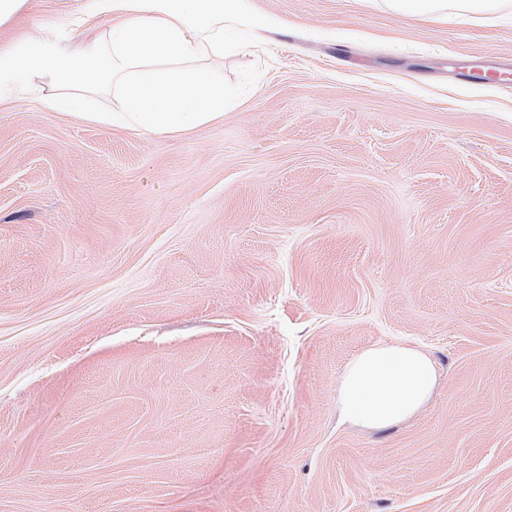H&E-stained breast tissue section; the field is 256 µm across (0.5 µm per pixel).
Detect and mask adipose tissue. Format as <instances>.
I'll list each match as a JSON object with an SVG mask.
<instances>
[{
	"instance_id": "ef3b65f1",
	"label": "adipose tissue",
	"mask_w": 512,
	"mask_h": 512,
	"mask_svg": "<svg viewBox=\"0 0 512 512\" xmlns=\"http://www.w3.org/2000/svg\"><path fill=\"white\" fill-rule=\"evenodd\" d=\"M402 14L431 18L448 12L482 15L512 0H389ZM238 0H95V15L114 24L107 40L70 51L58 38L25 34L22 45H0V102L31 76L52 81L45 108L101 125L174 134L223 118L230 96L223 82L192 69L205 54H223L224 25L237 16ZM111 90L122 111L99 107L100 89ZM437 371L431 357L407 343H377L346 364L336 388L342 421L383 430L419 414L433 397Z\"/></svg>"
}]
</instances>
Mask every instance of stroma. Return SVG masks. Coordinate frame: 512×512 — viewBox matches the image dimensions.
I'll list each match as a JSON object with an SVG mask.
<instances>
[{
  "mask_svg": "<svg viewBox=\"0 0 512 512\" xmlns=\"http://www.w3.org/2000/svg\"><path fill=\"white\" fill-rule=\"evenodd\" d=\"M91 0L0 41L70 45ZM223 120L154 135L0 104V512H512V8L240 0ZM438 377L342 423L356 352ZM391 7L402 14L424 15L430 18L448 16V10L460 14H493L510 5L507 0H389ZM437 371L431 357L407 343H377L346 364L336 388L342 421L383 430L419 414L433 397Z\"/></svg>",
  "mask_w": 512,
  "mask_h": 512,
  "instance_id": "stroma-1",
  "label": "stroma"
}]
</instances>
